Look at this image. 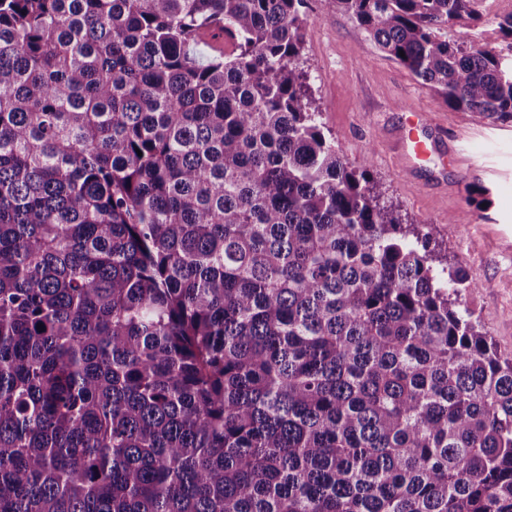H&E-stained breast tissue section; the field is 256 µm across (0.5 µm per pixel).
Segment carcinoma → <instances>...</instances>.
Masks as SVG:
<instances>
[{
  "instance_id": "obj_1",
  "label": "carcinoma",
  "mask_w": 512,
  "mask_h": 512,
  "mask_svg": "<svg viewBox=\"0 0 512 512\" xmlns=\"http://www.w3.org/2000/svg\"><path fill=\"white\" fill-rule=\"evenodd\" d=\"M305 2L0 0V512H512V358L325 133ZM320 2L512 123L482 0ZM470 37L476 39L480 43L486 44L489 48L494 49L496 52H508L510 40H504L498 32L495 24L485 23L478 28L470 31Z\"/></svg>"
}]
</instances>
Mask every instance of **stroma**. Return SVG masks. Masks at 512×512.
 <instances>
[{"label": "stroma", "mask_w": 512, "mask_h": 512, "mask_svg": "<svg viewBox=\"0 0 512 512\" xmlns=\"http://www.w3.org/2000/svg\"><path fill=\"white\" fill-rule=\"evenodd\" d=\"M304 67L324 131L352 165L368 161L388 203L426 225L477 284L467 303L512 357V123L492 124L456 112L407 69L382 53L348 14H322L307 0ZM424 113L436 128L422 168L401 154L402 113ZM485 190V204L467 203V188Z\"/></svg>", "instance_id": "35a3bbf8"}]
</instances>
